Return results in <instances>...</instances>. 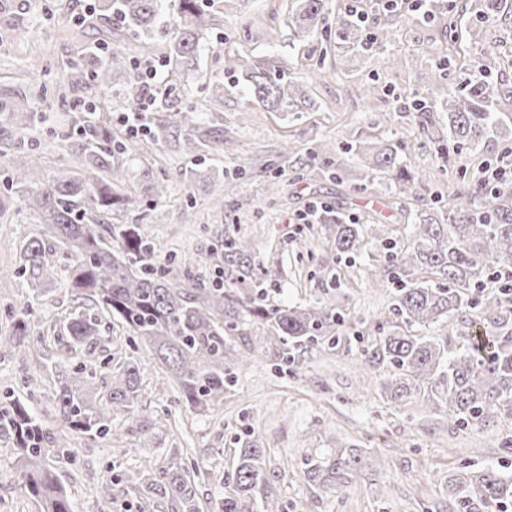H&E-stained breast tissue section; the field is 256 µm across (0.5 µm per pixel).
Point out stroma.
<instances>
[{"mask_svg":"<svg viewBox=\"0 0 512 512\" xmlns=\"http://www.w3.org/2000/svg\"><path fill=\"white\" fill-rule=\"evenodd\" d=\"M97 0H0V93H27L42 123L20 120L0 124V141L24 138L36 146L43 174H52L61 148L52 132L60 116L72 111L63 87L62 67L81 57L96 37L79 21ZM224 18V40L202 42L201 74L186 87L204 123L224 128V151L194 165L178 140H154L149 132L135 138L136 149L123 156L131 192L141 200L138 211L113 206L111 223L139 224L155 242L160 256L188 260L213 250L224 236L239 233L252 244L255 277H267L270 302L286 307L318 302L343 317L336 347L294 349L283 373L271 370L259 328L247 337H231L226 363L237 381L221 406L200 413L179 406L169 374L147 348L143 365V413L117 439L93 443L69 432L57 408L53 380L57 370L81 361L82 352L66 354L55 345L31 340L26 351L0 356V401L19 399L43 425L75 448L72 458L54 456L48 466L69 492L74 512H138L135 498L108 503L97 484L101 477L127 479L153 467L171 449H183L203 475L199 496L217 504L225 492L222 475L232 474L234 450L251 431L266 451L274 473L273 491L284 512H442L449 471L463 464L512 472V450L502 439L512 423L492 431L462 430L442 410L416 406L401 411L379 393L380 374L359 367L361 339L378 336L388 314L390 291L372 286L367 256L338 258L323 242L320 224L300 218L316 201H328L366 215L386 193L383 179L357 189L350 173L360 164L354 152L362 141L395 139L405 145L403 159L412 169L430 171L432 191L448 194L469 188L468 170L512 161V142L491 136L476 148L450 145L448 119L440 99H432L429 128H421L409 101L439 84L459 85L469 70L451 64L439 72L448 54V39L434 24L405 9L393 15L376 0H332L333 13L356 7L368 48L341 49L323 33L299 45L289 26L298 0H204ZM249 62L273 56L287 77L308 93L311 106L300 112L269 110L252 104L243 86L224 71L225 56ZM222 81L224 95L208 97L203 85ZM335 142L343 179L322 176L307 152L319 141ZM247 162L251 175L232 197L224 195V173ZM170 176V191L154 202V179ZM22 200L0 188V337L12 331L26 296L16 285L22 236L42 233ZM75 298L64 281H56L40 301L36 331L63 328ZM252 355L238 368L243 352ZM339 448H357L379 456V467L353 473L347 483L318 487L305 477L306 462ZM0 512H40L18 480L16 450L0 438Z\"/></svg>","mask_w":512,"mask_h":512,"instance_id":"obj_1","label":"stroma"}]
</instances>
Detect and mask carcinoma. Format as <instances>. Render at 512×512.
I'll list each match as a JSON object with an SVG mask.
<instances>
[{"label":"carcinoma","mask_w":512,"mask_h":512,"mask_svg":"<svg viewBox=\"0 0 512 512\" xmlns=\"http://www.w3.org/2000/svg\"><path fill=\"white\" fill-rule=\"evenodd\" d=\"M99 16H112L133 32L142 45L141 56L152 59V44L161 0H99ZM476 14L485 21L512 19V0H475ZM179 22L165 44L163 61L167 80L161 101L151 118L154 136L180 138L193 155L224 150V131L201 124L194 104L179 101L185 78L198 71L200 40L221 33L224 21L204 8L200 0H177ZM324 0H300L294 37L304 41L324 20ZM423 16L450 32L451 47L461 66L485 71L482 55L472 52L475 34L459 42L454 7L438 8L434 0L420 6ZM336 36L352 45L363 44L359 26L345 15L336 20ZM64 79L72 93L87 96L91 90L118 88L137 97L138 71L117 70L108 61H70ZM248 96L268 109H301L304 90L286 78L268 56L251 64L244 76ZM442 97L448 114V140L456 146H477L500 133L504 117L502 102L512 93L492 83L477 80L462 89L427 90L411 103L419 123H426L428 97ZM34 112L15 99L0 100V122ZM88 119L81 120L80 138L74 136L76 120L65 118L54 130L69 149L59 167L37 188L27 186L30 172L38 167L34 148L17 139L0 149L5 187L25 193L24 202L38 223L46 226L41 237H30L22 247L19 283L28 287L24 310L13 323L3 344L18 351L31 335L33 303L42 300L48 284L58 276L63 261L68 288L92 302L93 310L78 306L70 311L63 335L41 336L42 342L63 344L67 353L100 345L110 319L130 333L126 347L144 344L155 362L170 374L180 394L178 402L205 412L224 402V391L235 382L226 365L225 352L231 333L246 336L244 318L262 326L264 349L284 363L294 359L293 349L312 346L328 335L340 317L327 305L275 307L266 302V292L249 282L247 265L251 244L237 237L224 243V271L229 284L206 287L193 280L191 271L180 275L172 259L160 260L151 239L137 224H109L98 218L112 213V206L129 208L140 200L129 191L118 159L134 149L131 139L112 132L111 110L96 102L87 105ZM364 162V180L383 178L390 184L386 209L400 211L411 225L410 240L399 247L386 238L380 256L366 267L369 281L391 289V308L386 328L359 352L367 371H388L381 396L394 407L419 404L443 410L448 420L471 430L484 431L512 421V184H497L487 200L471 192H455L444 199L423 195L428 179L403 164L398 146L389 142L358 144ZM308 155L325 161L322 170L341 178L335 162L336 148L328 140L311 148ZM250 174L244 163L225 175L224 193H234ZM325 225L328 247L336 255L358 254L368 241L361 222L332 206L318 212ZM439 323L452 325L440 336H418L415 327ZM115 356L100 361L83 360L56 374V399L60 417L73 431L91 441L118 436L115 414L127 418L140 414L142 364L136 356L120 358L111 384L98 381L97 365L112 363ZM11 438L21 461L19 479L25 491L42 504V512H73L68 493L46 466L51 456L70 455L68 445L45 428L27 404L12 400L0 403V437ZM371 462L357 449H337L326 461L308 460L305 477L316 485L335 486L348 481L351 472ZM201 470L187 466L174 453L137 473L135 480L102 478L101 490L110 502L123 497L140 501L141 512H153L159 504L166 512H203L196 480ZM274 475L268 472L265 449L255 438L240 442L229 491L215 512H283L270 492ZM512 508V475L492 469L467 466L448 475V512H508Z\"/></svg>","instance_id":"obj_1"}]
</instances>
